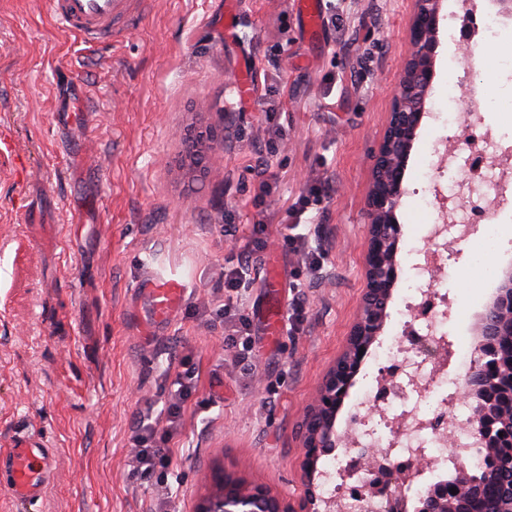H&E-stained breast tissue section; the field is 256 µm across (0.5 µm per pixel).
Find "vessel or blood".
I'll list each match as a JSON object with an SVG mask.
<instances>
[{
    "instance_id": "vessel-or-blood-1",
    "label": "vessel or blood",
    "mask_w": 512,
    "mask_h": 512,
    "mask_svg": "<svg viewBox=\"0 0 512 512\" xmlns=\"http://www.w3.org/2000/svg\"><path fill=\"white\" fill-rule=\"evenodd\" d=\"M50 14L63 30L91 45L105 44L135 28L146 0H48ZM184 286L174 279L153 280L148 290L154 319L166 321L179 307ZM53 453L31 435L18 436L0 452V471L7 478L0 490L18 502L39 498L52 475Z\"/></svg>"
}]
</instances>
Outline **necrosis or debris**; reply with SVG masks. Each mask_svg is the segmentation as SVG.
Instances as JSON below:
<instances>
[{"instance_id": "4bbe7bcc", "label": "necrosis or debris", "mask_w": 512, "mask_h": 512, "mask_svg": "<svg viewBox=\"0 0 512 512\" xmlns=\"http://www.w3.org/2000/svg\"><path fill=\"white\" fill-rule=\"evenodd\" d=\"M451 28L462 34L469 58L456 103L476 114L512 112V94L491 96L478 79L488 62L476 50L502 35L499 20L484 13L478 0H471L462 13L452 15ZM469 147L471 161L460 177L461 184L469 187L479 181L497 187L493 160L504 154V146L482 134L471 139ZM444 270V265L433 260L412 268L402 292L400 331L382 346L378 371L360 397L367 411L355 416L354 435L347 447L325 464L326 495L341 507L354 502L351 482L356 474L350 460L355 451L408 463V471L397 474L395 484L412 506L442 474L461 465L476 471L484 463L469 401L457 395L450 399L434 396L435 390L446 389L449 370L461 377L468 375L474 353L470 337L448 339V291L441 286Z\"/></svg>"}]
</instances>
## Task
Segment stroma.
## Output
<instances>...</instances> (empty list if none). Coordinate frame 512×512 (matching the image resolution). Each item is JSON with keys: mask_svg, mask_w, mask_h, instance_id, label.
Returning a JSON list of instances; mask_svg holds the SVG:
<instances>
[{"mask_svg": "<svg viewBox=\"0 0 512 512\" xmlns=\"http://www.w3.org/2000/svg\"><path fill=\"white\" fill-rule=\"evenodd\" d=\"M149 0L139 26L90 46L53 24L47 0H0V450L16 432L42 438L54 476L37 500L0 496V512H195L219 475L263 482L300 512L306 411L343 352L365 288L370 158L411 45L412 0H321L323 36L308 38L296 0ZM443 0L428 115L407 161L397 217L400 277L426 260L421 188L452 184L442 154L491 116L449 123L446 90L465 64ZM223 131L205 166L183 168L184 129ZM277 172L256 204L254 165ZM322 189L298 231L323 257L308 272L284 240L283 212ZM455 243L444 283L479 318ZM245 253L240 307L250 350L224 342L210 314L224 268ZM177 278L172 319L154 321L146 288ZM278 290H271L270 280ZM279 293L298 330L271 335ZM198 377L163 481L134 473L128 438L159 414L184 368Z\"/></svg>", "mask_w": 512, "mask_h": 512, "instance_id": "obj_1", "label": "stroma"}]
</instances>
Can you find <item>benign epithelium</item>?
<instances>
[{
	"mask_svg": "<svg viewBox=\"0 0 512 512\" xmlns=\"http://www.w3.org/2000/svg\"><path fill=\"white\" fill-rule=\"evenodd\" d=\"M442 0H413L408 27L412 50L402 61L392 108L383 140L372 156V181L366 200L368 220L364 251L365 289L346 348L326 375L317 397L307 409L304 436V485L302 512H334L336 504L318 492L317 462L336 447V412L358 373L363 355L383 330L386 308L398 281L397 254L402 235L396 210L404 194L407 159L426 116V100L435 76L433 58L437 47ZM512 324V268L502 270L499 285L481 314L477 335L483 338L476 351L477 363L489 357L484 338L498 335L504 323ZM397 464L369 462L360 455L352 468L371 470L372 479L360 486L362 497L385 498L391 512H404V502L393 487L389 471ZM448 486L432 484L421 499V512H448ZM196 512H288V505L261 482L219 483L217 491L199 502Z\"/></svg>",
	"mask_w": 512,
	"mask_h": 512,
	"instance_id": "7a95c632",
	"label": "benign epithelium"
}]
</instances>
